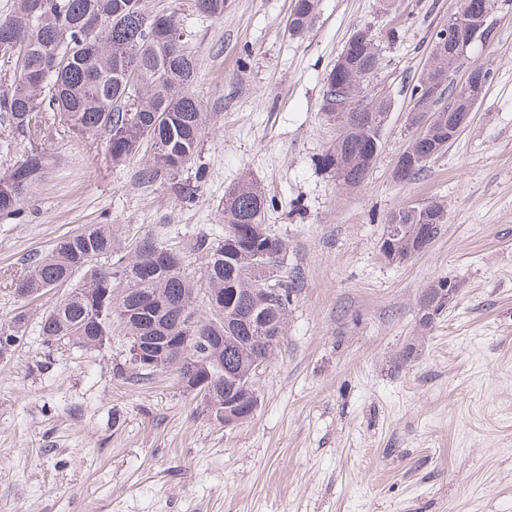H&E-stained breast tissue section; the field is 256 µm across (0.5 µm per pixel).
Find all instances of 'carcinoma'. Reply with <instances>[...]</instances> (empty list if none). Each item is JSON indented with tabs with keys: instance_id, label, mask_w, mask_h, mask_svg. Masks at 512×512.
<instances>
[{
	"instance_id": "carcinoma-1",
	"label": "carcinoma",
	"mask_w": 512,
	"mask_h": 512,
	"mask_svg": "<svg viewBox=\"0 0 512 512\" xmlns=\"http://www.w3.org/2000/svg\"><path fill=\"white\" fill-rule=\"evenodd\" d=\"M198 9L224 16V0H196ZM318 0H294L289 32L302 34ZM455 11L482 16L489 0H455ZM378 51L369 31L351 35L338 57L340 72L330 71L322 110L349 114V128L321 154L318 165L336 176L345 189L360 186L381 149V134L391 101L371 94L373 106L351 108L335 87H352L353 74L377 64ZM451 43L433 38L429 74L441 79L453 64ZM0 61L14 68V87L0 94V112L9 125L34 139L46 130L45 110L59 116L58 130L76 136L105 134V149L120 165L138 153L143 143L152 154L140 171L150 182L178 173L196 154L207 116L191 90L196 62L187 50L174 15L146 14L131 0H15L11 13L0 17ZM456 134L448 132V113L440 112L435 133L416 139L396 165V179L406 183L448 147ZM49 158L30 151L0 174V213L21 212L42 180ZM266 196L245 177L224 195L219 216L220 239L201 238L196 252L203 272L196 280L186 272L183 256L144 236L116 249L114 225L88 224L57 239L28 259L27 270L13 281V290L29 304L62 287L41 317L39 334L48 347H100L118 331L129 345L153 336L170 343L194 335L203 339L192 353L206 363L203 396L250 419L257 396L236 378L246 376L254 350L270 357L284 335L295 283L283 264L267 265L270 256L285 251L282 239L264 224ZM441 205L402 207L389 224L403 226L399 237L380 250L388 262L410 258L419 240H433L446 219ZM281 289V302L266 303V286ZM27 334L18 314L0 324V359L10 356ZM222 336L217 346L211 337Z\"/></svg>"
}]
</instances>
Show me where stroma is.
<instances>
[{
  "mask_svg": "<svg viewBox=\"0 0 512 512\" xmlns=\"http://www.w3.org/2000/svg\"><path fill=\"white\" fill-rule=\"evenodd\" d=\"M453 3L318 0L294 36L292 0H226L220 19L193 0H143L186 31L209 114L172 179L140 180L150 145L116 167L103 137L32 140L0 121V171L35 148L53 160L22 213L0 216V323L28 317L0 359V512H512V12L499 0L492 41L469 52L492 72L469 121L414 180L393 178L411 88ZM359 28L392 107L365 182L345 190L317 164L337 132L322 98ZM245 174L265 189L296 283L253 418L227 427L172 375H121V335L96 350L43 344L48 299L22 304L10 286L30 255L112 224L122 242L178 244L200 276L194 244L223 234L218 205ZM427 201L447 207L440 233L388 263L386 217ZM439 279L457 296L421 327V291Z\"/></svg>",
  "mask_w": 512,
  "mask_h": 512,
  "instance_id": "obj_1",
  "label": "stroma"
}]
</instances>
